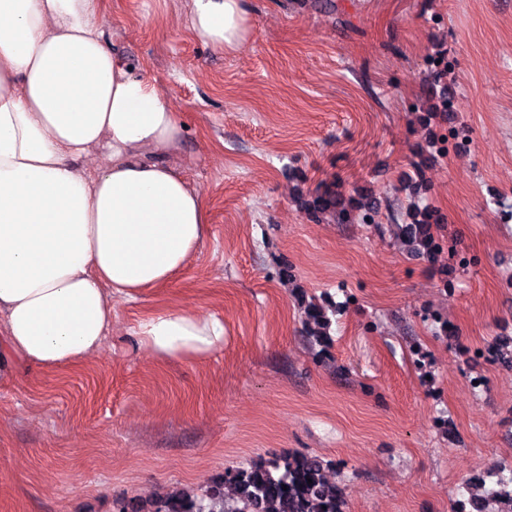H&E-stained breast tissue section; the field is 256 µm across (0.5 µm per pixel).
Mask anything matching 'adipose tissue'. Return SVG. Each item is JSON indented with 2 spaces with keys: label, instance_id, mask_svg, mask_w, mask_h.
<instances>
[{
  "label": "adipose tissue",
  "instance_id": "adipose-tissue-1",
  "mask_svg": "<svg viewBox=\"0 0 512 512\" xmlns=\"http://www.w3.org/2000/svg\"><path fill=\"white\" fill-rule=\"evenodd\" d=\"M189 16L228 53L251 34L243 0H190ZM103 24L102 0H0V372L82 365L112 331L113 297L172 281L204 240L207 208L166 161L178 115ZM96 150L108 165L74 167ZM137 334L164 360L224 347L223 320L192 308Z\"/></svg>",
  "mask_w": 512,
  "mask_h": 512
}]
</instances>
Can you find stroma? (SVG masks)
Listing matches in <instances>:
<instances>
[{
	"mask_svg": "<svg viewBox=\"0 0 512 512\" xmlns=\"http://www.w3.org/2000/svg\"><path fill=\"white\" fill-rule=\"evenodd\" d=\"M244 5L227 54L187 0H103L113 53L179 115L208 230L176 279L113 299L86 363L0 380V512H114L285 454L334 464L349 512H451L512 471V0ZM325 189L367 220L310 217ZM415 205L430 258L400 235ZM188 306L223 350L158 360L139 321Z\"/></svg>",
	"mask_w": 512,
	"mask_h": 512,
	"instance_id": "stroma-1",
	"label": "stroma"
}]
</instances>
